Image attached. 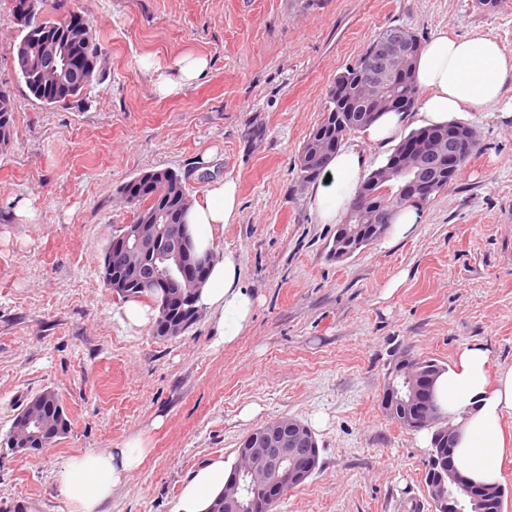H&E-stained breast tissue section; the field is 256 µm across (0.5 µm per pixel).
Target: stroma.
<instances>
[{
  "label": "stroma",
  "mask_w": 512,
  "mask_h": 512,
  "mask_svg": "<svg viewBox=\"0 0 512 512\" xmlns=\"http://www.w3.org/2000/svg\"><path fill=\"white\" fill-rule=\"evenodd\" d=\"M103 47L102 80L79 107L30 97L7 49L18 29L0 0V86L15 100L0 152V435L45 389L70 430L18 456L0 448V512H69L66 458L149 441L105 512H175L196 468L232 463L242 439L281 417L307 424L321 467L274 512H403L419 501L426 451L381 406L394 353L452 365L466 343L512 366V89L457 113L480 148L435 195L412 234L382 237L339 262L296 156L337 74L399 26L422 38L481 31L512 54V0H68ZM208 57L206 75L163 98L155 65ZM179 172L192 199L239 184L235 223L214 231L256 304L233 343L208 311L176 337L128 326L102 279L104 249L132 211L118 188L137 173ZM33 221L19 217L23 208ZM252 417H243L245 408Z\"/></svg>",
  "instance_id": "35a3bbf8"
}]
</instances>
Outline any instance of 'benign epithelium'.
I'll return each instance as SVG.
<instances>
[{
  "mask_svg": "<svg viewBox=\"0 0 512 512\" xmlns=\"http://www.w3.org/2000/svg\"><path fill=\"white\" fill-rule=\"evenodd\" d=\"M63 25L66 26L64 41L43 39L35 46L37 57L51 61V67L46 72L51 76L55 91L72 78L84 74L87 67V60L83 56L71 60L67 57V50H74L84 42L88 24L69 10ZM408 43V35L402 32L395 45L385 39L375 42L371 54L374 57L389 54L395 58L405 53ZM370 83L375 96L369 104L368 118L373 119L380 111L393 106L394 97L385 88L382 76H374ZM345 140V134H339L326 148L312 153L308 157V165L317 170L323 169L331 152L339 149ZM422 160L423 155L412 148L403 155H394L386 165L375 171L371 180L361 186L352 209L358 223L340 225V252H346L345 246L359 242L364 233L376 239L386 234L385 213L389 209L384 207V203L376 201L378 195L383 193L379 185L396 180L406 171L420 168ZM138 187L140 192L152 197L164 190L171 195L180 193L178 187L165 185L160 171L148 173ZM121 229L122 232L112 238V245L103 260V279L112 293L133 287L157 294L166 304L186 305L188 309H194L196 291L204 281L211 257L201 256L189 249L188 227L173 223L163 209L157 208L141 214L131 224L122 225ZM398 375L400 371L395 366L388 372L381 398L386 413H392L398 405L411 403L419 394L423 403L417 420L410 422V426L433 423L435 414L426 391L428 379L408 371L403 374L402 384L398 385L395 383ZM267 427L276 430V433L271 436L251 433L240 444L239 458L246 461L253 478L266 489L270 486H292L309 477L317 463L313 455L315 437L309 427L290 417L277 419ZM447 473L446 478L441 474L430 477L431 490L438 497L445 498L447 488L457 487L471 496L476 510L495 497L496 489L467 480L451 463L447 465ZM243 509L238 483L232 479L224 489V512H243Z\"/></svg>",
  "mask_w": 512,
  "mask_h": 512,
  "instance_id": "benign-epithelium-1",
  "label": "benign epithelium"
}]
</instances>
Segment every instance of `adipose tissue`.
<instances>
[{"instance_id": "adipose-tissue-1", "label": "adipose tissue", "mask_w": 512, "mask_h": 512, "mask_svg": "<svg viewBox=\"0 0 512 512\" xmlns=\"http://www.w3.org/2000/svg\"><path fill=\"white\" fill-rule=\"evenodd\" d=\"M170 67L171 75H159L155 84L163 96L179 95L199 81L209 61L188 54L174 59ZM415 79L423 96L411 114L388 112L366 129L374 147L381 149L396 140L407 120L421 127L443 125L464 108L496 106L506 86L512 84V55L488 35L452 39L437 34L420 53ZM367 163V156L350 148L334 155L329 163L331 185L317 187L313 194V208L321 223L341 221ZM239 207L238 183L232 178L214 182L203 200L193 202L185 220L198 252L211 250L213 227L234 223ZM197 305L211 314L221 343H232L248 327L255 299L243 283L241 264L233 253L212 262ZM434 393L441 410L457 417L455 456L465 476L478 484H501L502 460L511 445L501 420L512 413V367L494 369L488 349L466 344L458 350L453 366L438 376ZM147 453L145 439L136 436L120 448L66 459L57 479L69 512H101L113 487L135 472ZM229 473L221 460L197 468L181 491L177 512H208L212 501L223 493Z\"/></svg>"}]
</instances>
